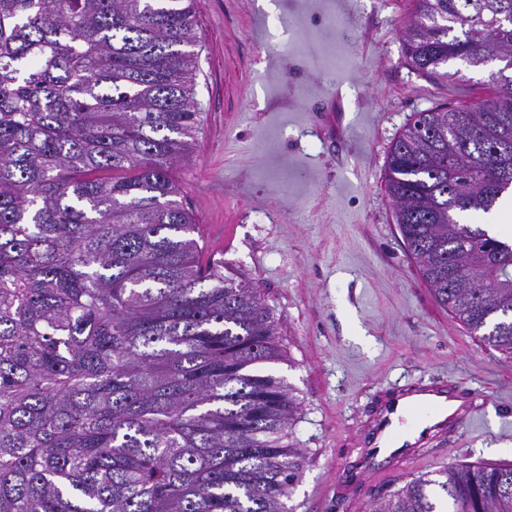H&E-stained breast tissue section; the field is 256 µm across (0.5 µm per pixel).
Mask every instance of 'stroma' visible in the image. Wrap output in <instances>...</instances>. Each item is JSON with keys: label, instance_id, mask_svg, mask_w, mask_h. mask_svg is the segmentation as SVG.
I'll return each instance as SVG.
<instances>
[{"label": "stroma", "instance_id": "obj_1", "mask_svg": "<svg viewBox=\"0 0 512 512\" xmlns=\"http://www.w3.org/2000/svg\"><path fill=\"white\" fill-rule=\"evenodd\" d=\"M196 147L175 177L204 257L273 308L288 359L273 374L301 409L306 455L289 512H373L445 464H512V359L470 336L407 252L385 161L411 118L492 95L488 71L462 84L404 59L409 0H195ZM441 379L480 409L420 458L336 489L356 463L378 392Z\"/></svg>", "mask_w": 512, "mask_h": 512}]
</instances>
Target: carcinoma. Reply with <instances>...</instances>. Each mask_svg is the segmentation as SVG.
Returning a JSON list of instances; mask_svg holds the SVG:
<instances>
[{"label":"carcinoma","mask_w":512,"mask_h":512,"mask_svg":"<svg viewBox=\"0 0 512 512\" xmlns=\"http://www.w3.org/2000/svg\"><path fill=\"white\" fill-rule=\"evenodd\" d=\"M429 80L385 166L438 303L512 358V0H412ZM194 0H0V512H288L305 464L272 308L202 261L175 168L198 112ZM373 512H512V465L440 466Z\"/></svg>","instance_id":"cac0c4a2"}]
</instances>
